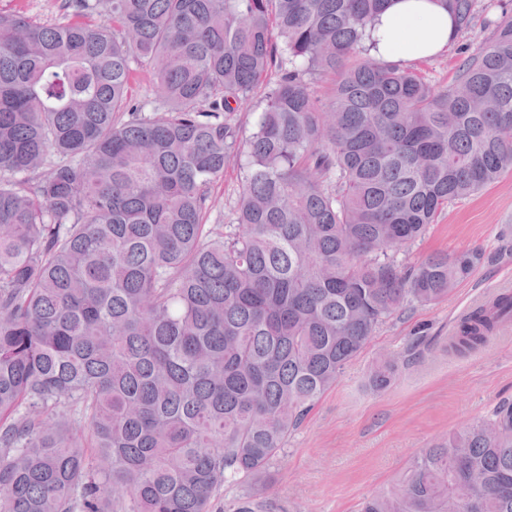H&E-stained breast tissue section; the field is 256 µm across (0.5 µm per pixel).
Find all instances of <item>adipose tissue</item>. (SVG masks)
Masks as SVG:
<instances>
[{
	"instance_id": "1",
	"label": "adipose tissue",
	"mask_w": 512,
	"mask_h": 512,
	"mask_svg": "<svg viewBox=\"0 0 512 512\" xmlns=\"http://www.w3.org/2000/svg\"><path fill=\"white\" fill-rule=\"evenodd\" d=\"M454 36V22L440 0H388L373 33L376 55L397 63L444 52Z\"/></svg>"
}]
</instances>
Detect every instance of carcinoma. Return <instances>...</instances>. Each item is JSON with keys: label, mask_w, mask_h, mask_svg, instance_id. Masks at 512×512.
<instances>
[{"label": "carcinoma", "mask_w": 512, "mask_h": 512, "mask_svg": "<svg viewBox=\"0 0 512 512\" xmlns=\"http://www.w3.org/2000/svg\"><path fill=\"white\" fill-rule=\"evenodd\" d=\"M387 0H66L0 12V512H211L412 303L480 250L399 259L512 169V15L432 85L371 54ZM457 32L480 0H441ZM103 13L109 28L84 18ZM161 113L128 96L134 65ZM276 78L263 82L271 69ZM334 79L323 99L310 78ZM265 85L240 151L239 111ZM246 156L237 223L208 190ZM512 319L503 291L448 350ZM398 362L370 373L388 387ZM512 512V403L361 512ZM61 0H0L3 12H19L37 22L56 21L62 16Z\"/></svg>", "instance_id": "carcinoma-1"}]
</instances>
